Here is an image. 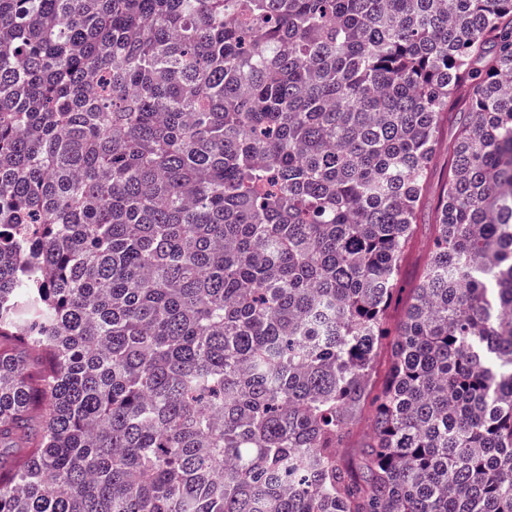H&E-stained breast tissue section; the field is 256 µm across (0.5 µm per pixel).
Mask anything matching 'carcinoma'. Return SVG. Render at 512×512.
Returning <instances> with one entry per match:
<instances>
[{"instance_id": "1", "label": "carcinoma", "mask_w": 512, "mask_h": 512, "mask_svg": "<svg viewBox=\"0 0 512 512\" xmlns=\"http://www.w3.org/2000/svg\"><path fill=\"white\" fill-rule=\"evenodd\" d=\"M0 512H512V0H0ZM462 117L463 114H460L459 109L453 110L448 116V122L442 128L441 146L429 173L427 195L420 205L419 224L415 226L412 242L401 263L399 274L401 288H414L428 263L435 237L434 208L448 177V151L455 144ZM370 429L369 412L364 411L340 448V457L350 469L359 471L362 465V446L368 438Z\"/></svg>"}]
</instances>
